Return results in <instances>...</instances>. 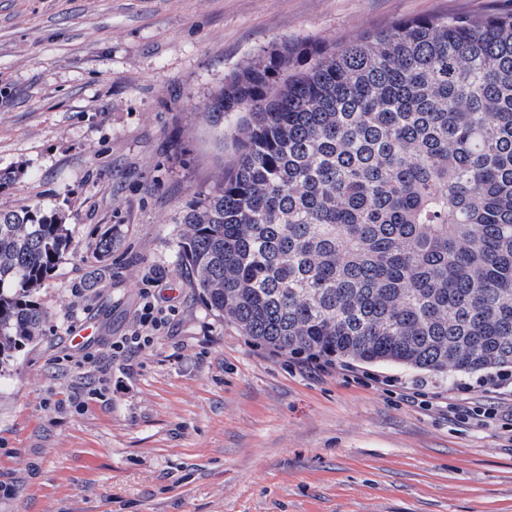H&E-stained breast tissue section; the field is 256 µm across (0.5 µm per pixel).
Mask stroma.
I'll list each match as a JSON object with an SVG mask.
<instances>
[{"mask_svg":"<svg viewBox=\"0 0 512 512\" xmlns=\"http://www.w3.org/2000/svg\"><path fill=\"white\" fill-rule=\"evenodd\" d=\"M494 7L512 0H0V209L65 212L74 247L38 293L43 338L0 377V512H512L500 424L448 416L510 410L511 386L274 354L207 310L174 245L232 163L205 114L229 75ZM154 284L174 316L114 353ZM448 415L466 422L487 425L498 420L499 410L495 407L474 410L472 408L467 409L460 404H449Z\"/></svg>","mask_w":512,"mask_h":512,"instance_id":"stroma-1","label":"stroma"}]
</instances>
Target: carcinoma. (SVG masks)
<instances>
[{
  "label": "carcinoma",
  "instance_id": "cac0c4a2",
  "mask_svg": "<svg viewBox=\"0 0 512 512\" xmlns=\"http://www.w3.org/2000/svg\"><path fill=\"white\" fill-rule=\"evenodd\" d=\"M207 110L234 160L175 246L213 315L285 356L512 368V12L287 47ZM66 221L0 210V373L43 335Z\"/></svg>",
  "mask_w": 512,
  "mask_h": 512
}]
</instances>
